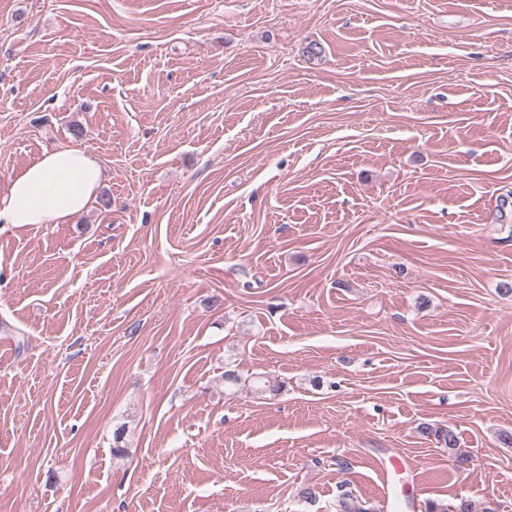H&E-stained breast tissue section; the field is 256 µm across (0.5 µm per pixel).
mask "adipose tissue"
Returning <instances> with one entry per match:
<instances>
[{
  "label": "adipose tissue",
  "instance_id": "ef3b65f1",
  "mask_svg": "<svg viewBox=\"0 0 512 512\" xmlns=\"http://www.w3.org/2000/svg\"><path fill=\"white\" fill-rule=\"evenodd\" d=\"M103 179L98 160L72 147L42 153L13 174L0 196L4 224H62L83 213Z\"/></svg>",
  "mask_w": 512,
  "mask_h": 512
}]
</instances>
